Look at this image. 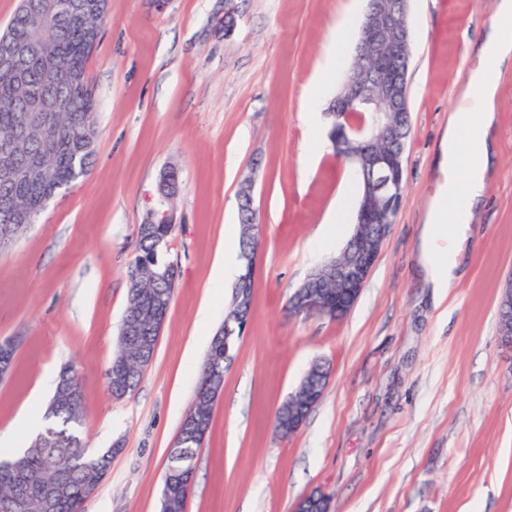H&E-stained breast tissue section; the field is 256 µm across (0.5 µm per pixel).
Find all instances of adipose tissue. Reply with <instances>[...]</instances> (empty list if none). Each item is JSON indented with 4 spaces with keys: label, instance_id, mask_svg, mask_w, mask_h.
Masks as SVG:
<instances>
[{
    "label": "adipose tissue",
    "instance_id": "ef3b65f1",
    "mask_svg": "<svg viewBox=\"0 0 512 512\" xmlns=\"http://www.w3.org/2000/svg\"><path fill=\"white\" fill-rule=\"evenodd\" d=\"M479 53L485 64L472 72L466 107L448 117L441 143L444 166L455 177L430 205L421 233L420 259L435 294H446L459 279L458 263L434 253L432 243L442 224H466L479 208L485 175L493 163L495 96L504 68L512 63V0H496L495 22Z\"/></svg>",
    "mask_w": 512,
    "mask_h": 512
}]
</instances>
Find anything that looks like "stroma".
<instances>
[{"instance_id": "35a3bbf8", "label": "stroma", "mask_w": 512, "mask_h": 512, "mask_svg": "<svg viewBox=\"0 0 512 512\" xmlns=\"http://www.w3.org/2000/svg\"><path fill=\"white\" fill-rule=\"evenodd\" d=\"M494 3L408 0L406 191L355 307L333 320L287 312L317 267L308 241L360 194L345 186L349 165L309 128L308 96L332 27L366 0H168L160 10L109 0L87 63L92 164L0 250V340L18 343L0 381V433L26 446L21 415L45 413L70 365L88 393V452L121 448L83 512H160L169 453L232 296L213 285V266L239 244L238 191L253 172L263 237L252 311L186 512H295L316 491L333 512H512V349L497 315L512 275V68L495 102L484 205L464 234L448 223L437 234L462 271L443 302L419 264L421 228L448 183L440 140L481 64ZM167 167L180 177L163 251L177 270L173 300L139 386L116 400L107 372L127 267ZM316 362L330 370L323 397L297 434L281 437L275 412Z\"/></svg>"}]
</instances>
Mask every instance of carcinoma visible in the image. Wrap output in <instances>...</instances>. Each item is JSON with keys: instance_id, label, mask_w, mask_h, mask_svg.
I'll use <instances>...</instances> for the list:
<instances>
[{"instance_id": "carcinoma-1", "label": "carcinoma", "mask_w": 512, "mask_h": 512, "mask_svg": "<svg viewBox=\"0 0 512 512\" xmlns=\"http://www.w3.org/2000/svg\"><path fill=\"white\" fill-rule=\"evenodd\" d=\"M40 0H20L6 30L0 33L4 40L19 42L50 41L63 67H75L77 73L69 81L48 76L42 62L34 56L14 61L13 68L24 74V83H18L12 68L0 65V147L15 142L18 161L25 164L45 154L49 160L45 176L21 178L0 182V225H11L19 235L36 223L38 204L50 193L68 187L76 180L81 166H90L92 153L87 142L74 134L78 128L88 137L95 134V99L87 76V61L98 41L104 20L77 7L80 0H58L60 9L51 16L39 14ZM44 96L57 102L60 109L51 113V125L40 128L27 120L29 100ZM172 235L165 224L153 226L152 231H138V250L134 260L150 264L158 262L156 245ZM173 285L164 281L145 280L141 287L129 285V302L123 315L114 356L108 375L112 376V396L120 400L137 388L141 373L134 367L116 370L131 357L123 345L127 320L139 310H150L159 305L170 308ZM16 346L11 341L0 344V376L9 374ZM205 362L224 365V343L214 336ZM224 378L213 377L201 371L197 392L213 390L216 397L223 391ZM47 424L26 446L21 454L0 448V458L18 459V467L0 465V512H13L10 494L24 475L44 476L61 480L79 490L103 470L106 462L100 455H79L84 447L79 428L83 415L74 411L70 402L58 399L48 405Z\"/></svg>"}]
</instances>
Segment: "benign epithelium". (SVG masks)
Returning <instances> with one entry per match:
<instances>
[{
    "label": "benign epithelium",
    "instance_id": "7a95c632",
    "mask_svg": "<svg viewBox=\"0 0 512 512\" xmlns=\"http://www.w3.org/2000/svg\"><path fill=\"white\" fill-rule=\"evenodd\" d=\"M364 36L357 45V55L369 61L367 67L349 71L326 117L336 118L348 107L360 104L371 114L372 120L365 125L352 127L333 139L332 146L337 159L350 163L361 178L362 190L355 209V222L345 246L325 264L308 275L288 300L291 315H322L331 319L346 317L356 305L363 288L379 260L384 242L400 210L403 185L406 184L403 155L395 149L379 150L380 142L394 143L402 133V108L407 101V69L402 66L409 47L408 21L405 10L393 0H369L363 23ZM36 55L44 59L49 70L57 67L56 60L47 46L16 42L11 54L0 58L11 61L14 54ZM47 161L19 169L14 153L9 148L0 150V179L9 182L21 176L40 174ZM161 172L157 184L156 208L149 213L150 224H171L173 217L167 208L168 174ZM255 176L245 177L240 185L239 200L245 209H253ZM262 234L250 238V248L245 250L243 268L256 272L257 256ZM501 323L499 336L512 348V275L505 280L498 309ZM239 328L234 317L224 320V361L231 359L230 350L238 337ZM324 387L305 385L295 392V400L288 404V435L298 433L307 417L318 404ZM192 477L183 474L177 466L170 467L165 485L178 481L183 496L190 494ZM30 481H23L14 506L24 510L37 505L48 512L54 504L68 494L63 484L41 483L37 493L29 489ZM331 500L324 494L308 495L296 505V512H331Z\"/></svg>",
    "mask_w": 512,
    "mask_h": 512
}]
</instances>
